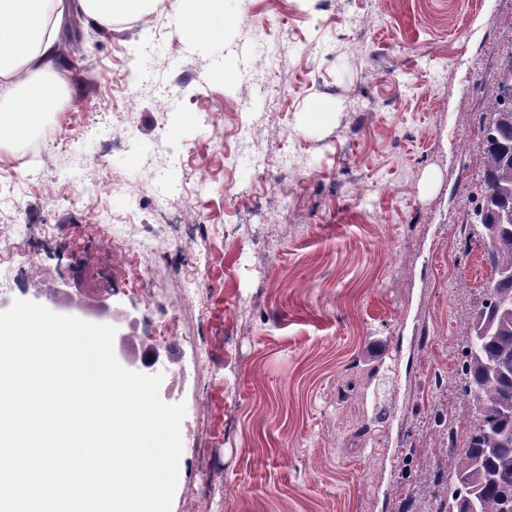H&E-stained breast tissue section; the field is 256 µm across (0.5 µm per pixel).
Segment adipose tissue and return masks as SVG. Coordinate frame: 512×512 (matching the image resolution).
Instances as JSON below:
<instances>
[{
	"label": "adipose tissue",
	"instance_id": "adipose-tissue-1",
	"mask_svg": "<svg viewBox=\"0 0 512 512\" xmlns=\"http://www.w3.org/2000/svg\"><path fill=\"white\" fill-rule=\"evenodd\" d=\"M93 22L146 14L153 0H76ZM65 0H0V128L57 109L67 73L60 66L58 27ZM176 25L201 36L224 27V0H175Z\"/></svg>",
	"mask_w": 512,
	"mask_h": 512
}]
</instances>
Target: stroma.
<instances>
[{"instance_id":"obj_1","label":"stroma","mask_w":512,"mask_h":512,"mask_svg":"<svg viewBox=\"0 0 512 512\" xmlns=\"http://www.w3.org/2000/svg\"><path fill=\"white\" fill-rule=\"evenodd\" d=\"M173 3L109 28L81 18L58 110L0 141V224L32 245L0 311L56 309L63 283L121 313L139 359L158 356L161 399L187 408L171 512H435L420 487L451 442L434 417L469 426L463 326L490 276L469 186L512 0H224L232 22L208 40L176 26ZM259 27L275 59L256 53ZM146 80L174 104H128L125 85ZM246 96L259 109L242 116ZM205 111L219 131L196 122ZM91 117L108 136L82 134ZM240 119L289 205L212 155ZM157 151L170 169L139 177ZM166 195L200 230L139 251L136 291L112 233L152 239ZM249 204L261 219L239 223ZM170 317L172 340L148 341Z\"/></svg>"}]
</instances>
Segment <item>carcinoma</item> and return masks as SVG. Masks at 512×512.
<instances>
[{
    "mask_svg": "<svg viewBox=\"0 0 512 512\" xmlns=\"http://www.w3.org/2000/svg\"><path fill=\"white\" fill-rule=\"evenodd\" d=\"M480 127L481 175L470 221L482 227L491 277L489 305L467 325L460 383L477 422L465 443L448 450V463L425 476L440 512H512V41L502 49Z\"/></svg>",
    "mask_w": 512,
    "mask_h": 512,
    "instance_id": "cac0c4a2",
    "label": "carcinoma"
}]
</instances>
